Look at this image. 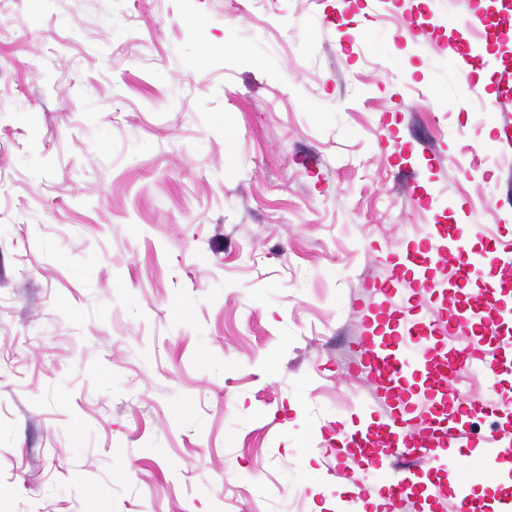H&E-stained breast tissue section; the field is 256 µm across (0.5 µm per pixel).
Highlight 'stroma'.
Masks as SVG:
<instances>
[{
    "instance_id": "stroma-1",
    "label": "stroma",
    "mask_w": 512,
    "mask_h": 512,
    "mask_svg": "<svg viewBox=\"0 0 512 512\" xmlns=\"http://www.w3.org/2000/svg\"><path fill=\"white\" fill-rule=\"evenodd\" d=\"M429 5L434 27L403 33ZM457 0H0V512H316L386 249L512 243ZM447 187L419 205L413 186ZM455 52L460 58L459 77L466 80L470 75L481 69H489L493 66L490 55L477 52L475 46L465 41H460L455 46Z\"/></svg>"
}]
</instances>
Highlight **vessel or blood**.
Instances as JSON below:
<instances>
[{
  "mask_svg": "<svg viewBox=\"0 0 512 512\" xmlns=\"http://www.w3.org/2000/svg\"><path fill=\"white\" fill-rule=\"evenodd\" d=\"M467 15L473 16L484 34L499 28L498 12L479 9L477 0H463ZM460 59L459 77L468 79L477 70L493 65L490 55L477 52L473 45L461 41L455 46ZM471 224L441 227L438 234H426L421 240L420 253L432 256L438 265L452 266L454 276L441 283L419 273L410 281L411 298L429 304L443 298L446 288H464L473 279H496L502 269L512 264L503 245L490 243L485 250L467 253L466 242L474 232ZM499 310L495 295L484 297L481 304L455 308L448 316L421 320L402 317L393 336H366L359 342L360 359L350 378L362 376L388 386L402 380L406 371L421 367L424 375L422 406L403 399L400 394L385 393L384 430L389 437L388 450L378 469L386 474L385 491L389 502L407 512L414 501L419 481L427 468L439 461L442 450L468 448L472 445L470 420L474 413L499 416L500 409L488 399L471 396L460 399L458 408L448 404L450 389L457 377L476 369L496 378L512 373L507 367L512 357V343L501 344L499 350H488L485 339L499 333V323L493 315ZM466 329L472 334L470 343L459 350H449L447 336L451 330ZM483 471L495 473L498 458L512 454V440L492 434L482 442Z\"/></svg>",
  "mask_w": 512,
  "mask_h": 512,
  "instance_id": "b4317fda",
  "label": "vessel or blood"
}]
</instances>
